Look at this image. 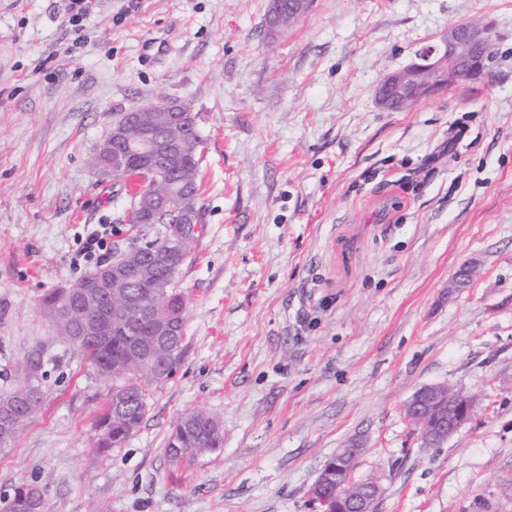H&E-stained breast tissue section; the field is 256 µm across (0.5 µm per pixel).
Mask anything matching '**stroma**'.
<instances>
[{"instance_id": "stroma-1", "label": "stroma", "mask_w": 512, "mask_h": 512, "mask_svg": "<svg viewBox=\"0 0 512 512\" xmlns=\"http://www.w3.org/2000/svg\"><path fill=\"white\" fill-rule=\"evenodd\" d=\"M268 0H0V391L44 397L0 495L47 512H323L311 487L353 439L373 512H512V0H314L266 35ZM461 23L495 58L402 110L374 89ZM184 102L201 137L200 224L175 286L189 350L120 448L86 457L112 382L44 297L94 270L88 226L128 246L131 198L91 159L121 112ZM443 384L475 408L423 447L404 413ZM203 408L224 445L170 466L177 418ZM95 228H92L82 241L80 247L77 249L74 262H78L80 258H83L86 262L90 261L96 254L97 250H100L106 239L112 236V227L108 224H97ZM1 512H46V499L40 486L22 482L11 494L0 496Z\"/></svg>"}]
</instances>
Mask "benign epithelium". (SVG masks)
Segmentation results:
<instances>
[{
	"label": "benign epithelium",
	"mask_w": 512,
	"mask_h": 512,
	"mask_svg": "<svg viewBox=\"0 0 512 512\" xmlns=\"http://www.w3.org/2000/svg\"><path fill=\"white\" fill-rule=\"evenodd\" d=\"M490 27L487 25L461 24L448 28L439 41L419 52L407 66L388 73L376 89L378 104L386 109H403L417 99L436 94L449 86L480 80L488 75L491 67ZM183 102L167 99L158 104H143L133 108L135 112H173L185 109ZM187 138L175 137L167 132L152 138L132 140L128 128L112 127V137L98 147L100 161L94 165L96 173L107 179H115L129 169L131 155L141 154L144 166L140 193L136 196L133 211L141 216L155 213L178 215V225L172 229V238L189 235L192 211L188 198L178 190L161 193L156 185L168 180L167 170L184 154ZM442 403L443 411L437 420L427 423L419 432L425 447H436L456 434L473 409L468 399H448V386L427 385L416 390L405 405V410L423 415L430 406ZM360 450V442L353 441L336 453L335 464L320 472L311 488L317 501L320 491L336 483V512H372L378 496V486L369 481H354V464Z\"/></svg>",
	"instance_id": "benign-epithelium-1"
}]
</instances>
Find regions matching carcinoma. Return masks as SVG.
Segmentation results:
<instances>
[{
	"label": "carcinoma",
	"mask_w": 512,
	"mask_h": 512,
	"mask_svg": "<svg viewBox=\"0 0 512 512\" xmlns=\"http://www.w3.org/2000/svg\"><path fill=\"white\" fill-rule=\"evenodd\" d=\"M127 122L133 131L143 127H163L171 132L189 131L196 126L189 112H144L128 119L121 115L115 123ZM169 180L188 191L198 206L201 181L196 153L186 150L182 164L170 171ZM169 219L158 216L155 224H132L133 238H149L140 250L139 268L126 277L112 278V262L123 261L129 245L116 249L107 261L81 278L90 285L82 294L61 288L43 299L67 340L80 350L97 371L112 378L102 413L97 417V441L92 460L111 448H120L140 427L147 410L149 390L168 379L188 350L186 336L169 346L155 339L162 324L185 327L184 294L174 286L179 270L193 253L198 226L178 250L165 247ZM44 392L32 379L8 392H0V452L19 438ZM221 420L204 410L182 414L167 437L164 453L177 466L188 457L222 447ZM0 512H46L40 486L22 482L12 493L0 496Z\"/></svg>",
	"instance_id": "1"
}]
</instances>
